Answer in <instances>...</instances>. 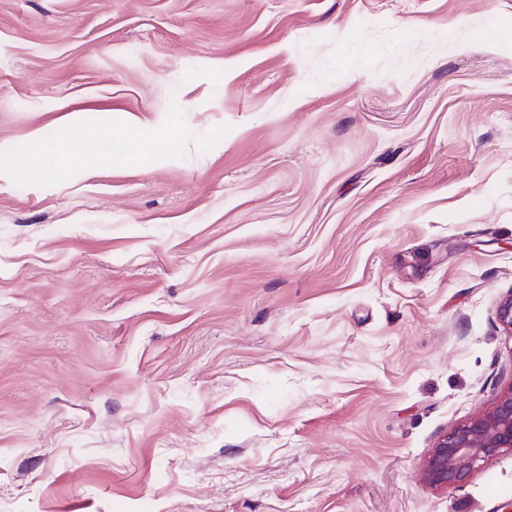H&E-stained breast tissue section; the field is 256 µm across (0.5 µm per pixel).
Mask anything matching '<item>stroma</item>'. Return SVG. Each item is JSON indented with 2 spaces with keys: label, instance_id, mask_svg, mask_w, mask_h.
Wrapping results in <instances>:
<instances>
[{
  "label": "stroma",
  "instance_id": "stroma-1",
  "mask_svg": "<svg viewBox=\"0 0 512 512\" xmlns=\"http://www.w3.org/2000/svg\"><path fill=\"white\" fill-rule=\"evenodd\" d=\"M0 512H501L438 441L512 386V0H0ZM75 131L76 127L70 121L61 125L51 139L46 138L41 129L29 134L25 154L33 160L34 173L41 182H48L58 170L71 169L82 164ZM133 122L126 138L113 141V153L100 156L102 160H128L140 162L143 158H161L172 149L179 140L178 130L172 124L156 125L149 134L142 135ZM117 145H119L117 147Z\"/></svg>",
  "mask_w": 512,
  "mask_h": 512
}]
</instances>
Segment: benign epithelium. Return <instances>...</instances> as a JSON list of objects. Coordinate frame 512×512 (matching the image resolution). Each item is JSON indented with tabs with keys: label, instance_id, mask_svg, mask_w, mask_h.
<instances>
[{
	"label": "benign epithelium",
	"instance_id": "1",
	"mask_svg": "<svg viewBox=\"0 0 512 512\" xmlns=\"http://www.w3.org/2000/svg\"><path fill=\"white\" fill-rule=\"evenodd\" d=\"M497 319L512 336V294L497 307ZM512 451V387L492 409L479 414L442 436L429 452L422 478L430 486L455 485L499 453Z\"/></svg>",
	"mask_w": 512,
	"mask_h": 512
}]
</instances>
